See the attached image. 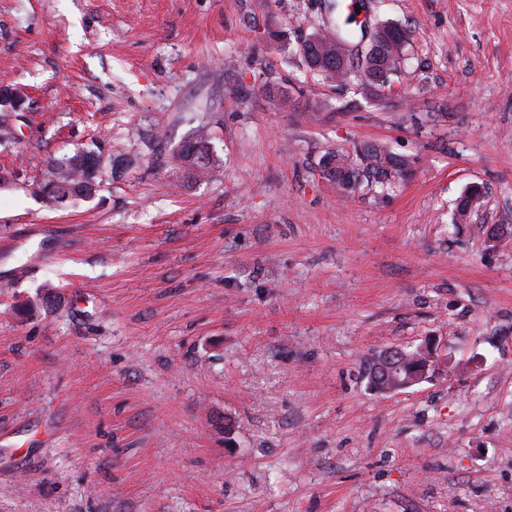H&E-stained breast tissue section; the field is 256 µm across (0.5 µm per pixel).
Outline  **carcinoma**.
<instances>
[{"label":"carcinoma","mask_w":512,"mask_h":512,"mask_svg":"<svg viewBox=\"0 0 512 512\" xmlns=\"http://www.w3.org/2000/svg\"><path fill=\"white\" fill-rule=\"evenodd\" d=\"M336 43L327 37L326 32L317 29L298 45V51L305 65L316 70L327 82L341 86L352 80L360 83L361 96L377 95L378 84L371 79L377 70L391 71L390 79H398L406 51V42L368 46L356 72L348 74L350 66L336 60ZM89 152H75L71 156L51 158L48 166L58 167L67 172L66 189L74 196H84L99 185L100 178L90 176L86 170L76 165L79 158L89 157ZM179 168L195 181H208L218 176L223 162L211 150V136L207 125L200 123L184 138L174 155ZM415 158L397 154L382 141H367L355 147L351 153L330 151L319 161V171L323 179L336 189L342 198H351L364 189L374 193V198L385 199L396 185L414 173ZM484 187L469 186L456 205L454 224H468L475 209L484 198ZM55 296L49 294L41 301L24 300L17 305L20 314L33 317L42 308L51 306Z\"/></svg>","instance_id":"obj_1"}]
</instances>
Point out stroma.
Segmentation results:
<instances>
[{
  "label": "stroma",
  "instance_id": "35a3bbf8",
  "mask_svg": "<svg viewBox=\"0 0 512 512\" xmlns=\"http://www.w3.org/2000/svg\"><path fill=\"white\" fill-rule=\"evenodd\" d=\"M348 2L0 0V512H512V0H364L413 31L384 106L296 51ZM194 112L215 181L170 155ZM367 140L415 174L342 200L317 163ZM81 149L132 165L47 208ZM431 336L451 376L370 389ZM27 95L26 93L17 88L13 89H2V94H0V142L11 141V129L6 124V114L4 112H23L25 108H23L24 103L26 102ZM484 187L470 185L459 198L456 205L454 224H470L471 216L484 198Z\"/></svg>",
  "mask_w": 512,
  "mask_h": 512
}]
</instances>
